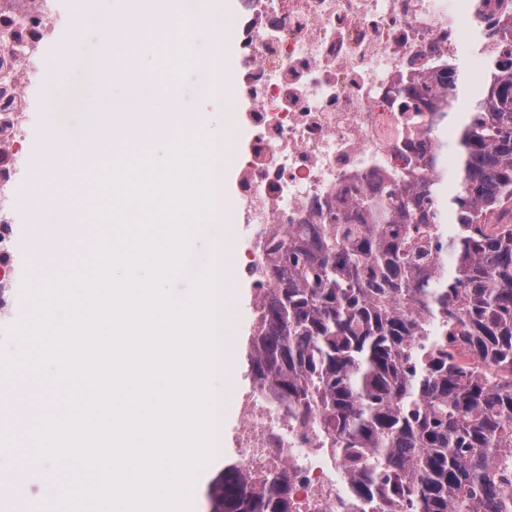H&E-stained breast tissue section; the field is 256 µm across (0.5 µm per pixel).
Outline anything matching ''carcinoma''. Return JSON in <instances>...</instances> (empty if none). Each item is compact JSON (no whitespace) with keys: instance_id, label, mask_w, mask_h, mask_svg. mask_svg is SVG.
Segmentation results:
<instances>
[{"instance_id":"cac0c4a2","label":"carcinoma","mask_w":512,"mask_h":512,"mask_svg":"<svg viewBox=\"0 0 512 512\" xmlns=\"http://www.w3.org/2000/svg\"><path fill=\"white\" fill-rule=\"evenodd\" d=\"M463 72L400 89L435 113L425 174L374 182L332 224L274 231L275 286L247 331L254 394L315 420L360 512H512V69L448 117ZM497 369L492 377L454 350ZM223 512H290L288 478L224 467Z\"/></svg>"}]
</instances>
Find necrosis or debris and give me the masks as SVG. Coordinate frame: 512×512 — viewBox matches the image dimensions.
I'll return each instance as SVG.
<instances>
[{
	"mask_svg": "<svg viewBox=\"0 0 512 512\" xmlns=\"http://www.w3.org/2000/svg\"><path fill=\"white\" fill-rule=\"evenodd\" d=\"M233 28L230 106L247 133L235 161L232 217L246 243L235 275L257 312L272 288L269 234L345 211L373 179L412 178L429 115L404 109L400 88L460 60L483 76L486 52L512 53L501 41L512 0H238ZM5 33L0 122L18 146L26 108L8 76L28 43ZM233 405L242 464L287 470L292 512H347L349 484L321 432L293 426L249 390Z\"/></svg>",
	"mask_w": 512,
	"mask_h": 512,
	"instance_id": "4bbe7bcc",
	"label": "necrosis or debris"
}]
</instances>
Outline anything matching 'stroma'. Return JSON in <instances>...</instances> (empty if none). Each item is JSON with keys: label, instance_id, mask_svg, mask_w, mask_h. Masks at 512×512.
Returning a JSON list of instances; mask_svg holds the SVG:
<instances>
[{"label": "stroma", "instance_id": "obj_1", "mask_svg": "<svg viewBox=\"0 0 512 512\" xmlns=\"http://www.w3.org/2000/svg\"><path fill=\"white\" fill-rule=\"evenodd\" d=\"M114 7V0H58L55 36L44 48L39 82L32 85L24 78L19 81L31 103V116L24 123L22 169L54 159L58 152L69 149L74 138L94 124L99 111L125 97V85L112 81L104 72L112 58L105 53L103 25ZM80 13L85 20L77 28L73 21ZM178 84L181 111L209 113L208 134L224 140V188L229 192L245 132L233 121L231 112L211 105L197 70H189ZM51 104L57 109L56 120L37 121V114ZM27 237L26 231L15 228L9 302L5 312H0V350L9 356L16 349L9 328L18 324L30 329L35 315V300L25 292L26 281L42 274L38 261L28 256ZM243 239L239 226L228 216L223 223L207 225L194 242L195 260L202 267L207 266L215 244L224 246V354L230 360V368L224 373V426L228 429L237 423L233 394L246 384L244 344L251 321V292L235 276ZM52 394L60 398L64 391H48L36 381L23 385L18 405L0 404V472L12 473L21 466L23 452L35 448L33 432L48 417L46 401Z\"/></svg>", "mask_w": 512, "mask_h": 512}]
</instances>
